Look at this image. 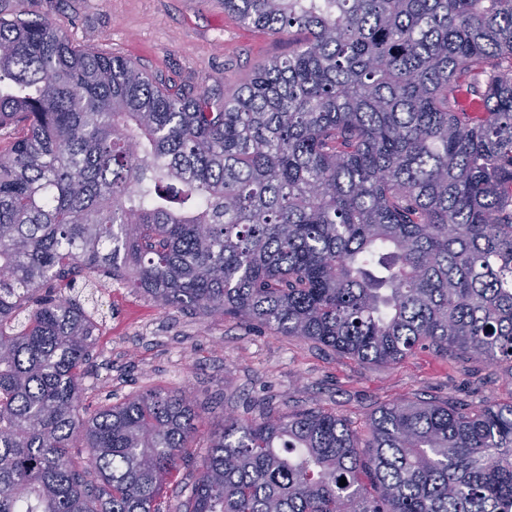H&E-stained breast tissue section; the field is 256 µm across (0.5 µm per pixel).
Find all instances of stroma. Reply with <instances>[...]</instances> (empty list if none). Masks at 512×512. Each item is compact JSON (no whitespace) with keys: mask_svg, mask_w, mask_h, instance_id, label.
Returning <instances> with one entry per match:
<instances>
[{"mask_svg":"<svg viewBox=\"0 0 512 512\" xmlns=\"http://www.w3.org/2000/svg\"><path fill=\"white\" fill-rule=\"evenodd\" d=\"M19 11L49 17L75 45L218 95L295 47L294 37L238 22L224 0H0L1 15ZM99 304L103 322L81 410L151 388H184L200 409L202 442L225 414L248 417L258 400L280 412L321 407L360 430L377 406L416 396L470 406L512 400V370L504 364L445 359L428 349L394 366L362 364L255 325L163 309L117 283Z\"/></svg>","mask_w":512,"mask_h":512,"instance_id":"stroma-1","label":"stroma"}]
</instances>
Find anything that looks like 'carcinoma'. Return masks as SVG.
Returning a JSON list of instances; mask_svg holds the SVG:
<instances>
[{"label": "carcinoma", "mask_w": 512, "mask_h": 512, "mask_svg": "<svg viewBox=\"0 0 512 512\" xmlns=\"http://www.w3.org/2000/svg\"><path fill=\"white\" fill-rule=\"evenodd\" d=\"M224 10L306 38L220 97L0 16V512H512V402L228 416L167 510L195 399L79 412L106 281L362 364L512 367V0Z\"/></svg>", "instance_id": "obj_1"}]
</instances>
